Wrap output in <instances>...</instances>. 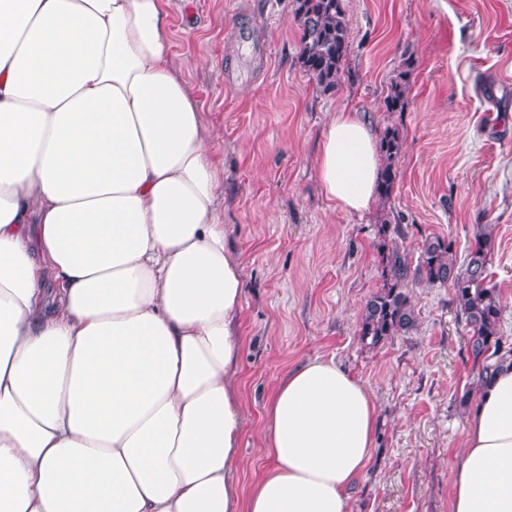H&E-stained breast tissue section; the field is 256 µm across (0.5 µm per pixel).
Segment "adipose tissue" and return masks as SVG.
I'll return each mask as SVG.
<instances>
[{"label":"adipose tissue","instance_id":"obj_1","mask_svg":"<svg viewBox=\"0 0 512 512\" xmlns=\"http://www.w3.org/2000/svg\"><path fill=\"white\" fill-rule=\"evenodd\" d=\"M166 0H0V512H347L372 392L331 360L277 383L273 469L241 497V267ZM325 197L368 210L378 154L340 109ZM450 512H512V365L469 416Z\"/></svg>","mask_w":512,"mask_h":512}]
</instances>
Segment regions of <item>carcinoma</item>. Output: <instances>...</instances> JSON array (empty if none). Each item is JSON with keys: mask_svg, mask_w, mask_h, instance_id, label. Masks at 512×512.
Here are the masks:
<instances>
[{"mask_svg": "<svg viewBox=\"0 0 512 512\" xmlns=\"http://www.w3.org/2000/svg\"><path fill=\"white\" fill-rule=\"evenodd\" d=\"M294 18L299 30V64L322 91L336 90L341 68L349 52V30L344 0H294ZM411 59L390 83L384 99L386 110L400 112L406 103ZM379 153L384 158L378 180V195L390 199L397 176L396 159L401 150L399 132L383 131ZM378 251L383 266V285L366 303L360 336L375 345L416 325L415 308L406 288L413 283L448 284L453 290L458 320L468 335L473 361L481 365L480 379L485 383L494 377L505 362L512 359V347L504 346L498 334L502 306L490 285V238L481 233L471 243L462 265L453 259V244L440 236L427 238L420 261L410 268L396 248L388 247L389 237L401 235L398 224L383 223L379 229Z\"/></svg>", "mask_w": 512, "mask_h": 512, "instance_id": "1", "label": "carcinoma"}]
</instances>
